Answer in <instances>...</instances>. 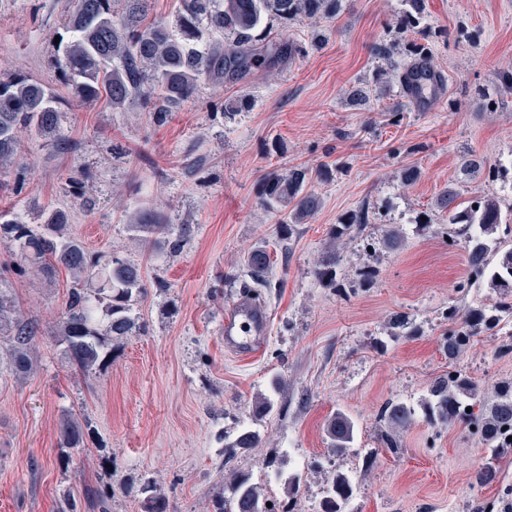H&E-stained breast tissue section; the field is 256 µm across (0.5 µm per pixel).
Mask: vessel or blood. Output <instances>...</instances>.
<instances>
[{
	"instance_id": "b4317fda",
	"label": "vessel or blood",
	"mask_w": 512,
	"mask_h": 512,
	"mask_svg": "<svg viewBox=\"0 0 512 512\" xmlns=\"http://www.w3.org/2000/svg\"><path fill=\"white\" fill-rule=\"evenodd\" d=\"M271 315L266 305L245 294L224 310V348L231 355L250 359L255 357L268 334Z\"/></svg>"
}]
</instances>
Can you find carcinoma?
I'll return each mask as SVG.
<instances>
[{
  "label": "carcinoma",
  "mask_w": 512,
  "mask_h": 512,
  "mask_svg": "<svg viewBox=\"0 0 512 512\" xmlns=\"http://www.w3.org/2000/svg\"><path fill=\"white\" fill-rule=\"evenodd\" d=\"M346 0H181L170 22L150 21L149 0H74L63 21L64 34L56 44L55 65L62 81L81 103L105 101L114 112H122L138 102L152 119L161 123L180 106L196 100L201 81L221 83L242 80L271 56L285 57L301 52L300 47L283 42L279 34L301 23L315 28L333 22ZM396 27L412 34L407 43H379L374 55L386 66L376 68L372 84L350 91L352 101L361 102L374 89L385 93L397 84L415 90H441L443 75L432 61V43L441 36L427 23L426 0H401ZM254 107L250 97L213 103L210 108L226 119ZM34 135L47 143L64 142L62 113L53 91L30 74L16 70L0 76V171L15 166L20 158L21 134ZM309 170L291 168L270 171L261 183L259 205L277 217L280 235L291 226L313 218L323 199L308 188ZM437 207L448 222V237L464 244L468 275L461 287L486 285L498 294L492 304L479 303L460 312L448 311L454 321L443 342L448 361H454L475 337L512 321V217H504L499 198L490 192L462 199L451 186L438 194ZM42 223L28 224L10 211H0V243L15 255L5 276H0V368L27 375L37 363V323L24 318L7 274L35 273L50 278L60 270L73 279L59 320L62 353L85 374H93L112 357V347L137 330L136 305L148 292L139 264L112 254L106 261L74 239L64 214L55 209L41 212ZM371 223L364 206L341 214L329 230L330 243L314 267V277L336 287L341 255L336 241L361 235ZM132 231L147 248H155L166 233L163 218L143 209L133 218ZM247 265L257 284L268 285V253L255 250L247 255ZM284 386L282 379L271 381V392L255 398L253 411L263 419L277 410L275 396ZM430 423L463 422L474 428L491 456L512 451V380L487 391L479 382L457 369L436 377L423 401ZM415 411L390 399L379 410L387 424L378 444L398 449L396 432L408 427ZM356 440V428L344 413L332 415L325 428L326 453L347 456ZM261 443L260 432L241 429L224 445V456L232 461ZM62 448L85 447L84 431L71 417L63 419ZM353 494L348 474L330 472L320 512H343ZM112 486L87 494L85 508L107 512ZM263 487L249 472L236 470L224 482V496L214 512H282L277 504L267 507Z\"/></svg>",
  "instance_id": "cac0c4a2"
}]
</instances>
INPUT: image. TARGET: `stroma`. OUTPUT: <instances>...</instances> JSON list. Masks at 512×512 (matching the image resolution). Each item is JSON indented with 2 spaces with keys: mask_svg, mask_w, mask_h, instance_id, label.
Wrapping results in <instances>:
<instances>
[{
  "mask_svg": "<svg viewBox=\"0 0 512 512\" xmlns=\"http://www.w3.org/2000/svg\"><path fill=\"white\" fill-rule=\"evenodd\" d=\"M72 0H0V74L28 72L50 87L63 114L65 148L23 140L21 173L0 174V209L38 223L53 203L72 234L102 255L138 262L149 288L139 303L146 331L128 337L96 374L86 376L62 356L57 322L72 286L66 273L52 281L12 277L22 312L41 327L36 371L25 378L0 373V512H58L61 501L83 502L89 488L111 485V512H213L229 467L251 472L281 500L272 471L298 479L295 512H318L328 470L346 472L355 491L344 512H473L477 501L512 495V452L490 459L461 424H429L420 410L429 386L448 367L485 387L512 379V356H500L505 337L482 334L455 362L442 343L453 323L449 307L492 302L490 290L464 287L462 243L450 242L434 207L466 153L491 167L512 164V95L492 108L476 103L499 70L512 66V0H428L434 30L448 37L433 46L445 84L433 111L385 103L354 107L353 86L370 82L379 61L372 48L389 39L400 0H350L348 12L324 24L312 44L310 28L287 32L301 54L238 82H202L195 102L154 123L138 104L115 112L76 101L59 79L53 34ZM249 96L251 111L233 121L212 112L218 99ZM332 169L330 181H311L323 207L280 240L275 220L258 204L264 173L291 167ZM420 177L404 186L401 173ZM95 175L92 208L73 186ZM373 211L364 238L344 243L339 287L313 275L331 224L361 204ZM149 208L168 221L180 249L144 250L130 227L133 212ZM431 214L420 230L417 221ZM402 247L381 248L389 228ZM269 250V286L256 288L271 312V334L260 356L225 354L224 307L251 273L248 253ZM374 271L364 284L365 271ZM414 336L391 340L399 319ZM285 383L280 414L253 418L258 393L271 377ZM415 407L398 433V452L378 445L381 405ZM357 428L352 452L325 458L324 426L336 412ZM81 423L78 454L58 446L65 416ZM263 440L225 463L222 448L245 427ZM494 463L499 479L474 485L479 467ZM156 485L147 500L144 481Z\"/></svg>",
  "mask_w": 512,
  "mask_h": 512,
  "instance_id": "35a3bbf8",
  "label": "stroma"
}]
</instances>
